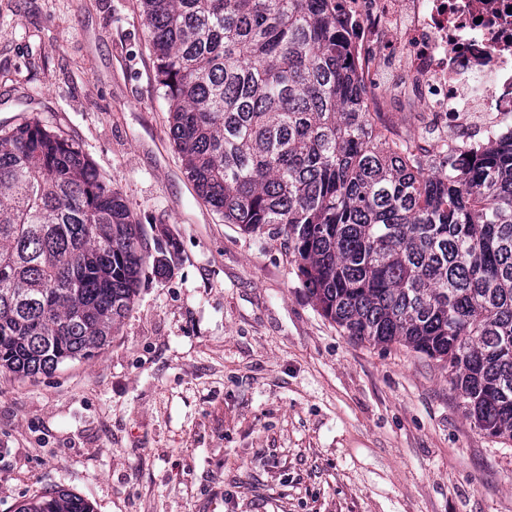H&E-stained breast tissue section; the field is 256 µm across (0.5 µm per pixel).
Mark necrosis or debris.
I'll return each instance as SVG.
<instances>
[{"instance_id":"necrosis-or-debris-1","label":"necrosis or debris","mask_w":512,"mask_h":512,"mask_svg":"<svg viewBox=\"0 0 512 512\" xmlns=\"http://www.w3.org/2000/svg\"><path fill=\"white\" fill-rule=\"evenodd\" d=\"M336 9L354 22L349 59L361 85L402 57L399 92L381 88L370 104L397 142L438 154V142L410 135V119L453 138L470 132L475 149L512 131V0H338Z\"/></svg>"}]
</instances>
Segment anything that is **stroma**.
Instances as JSON below:
<instances>
[{
	"label": "stroma",
	"mask_w": 512,
	"mask_h": 512,
	"mask_svg": "<svg viewBox=\"0 0 512 512\" xmlns=\"http://www.w3.org/2000/svg\"><path fill=\"white\" fill-rule=\"evenodd\" d=\"M32 115L178 250L97 356L0 375V512L57 487L95 512H512V445L442 363L348 336L283 236L197 195L139 0H0V124Z\"/></svg>",
	"instance_id": "obj_1"
}]
</instances>
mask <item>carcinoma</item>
<instances>
[{
  "mask_svg": "<svg viewBox=\"0 0 512 512\" xmlns=\"http://www.w3.org/2000/svg\"><path fill=\"white\" fill-rule=\"evenodd\" d=\"M334 0H139L170 131L198 196L288 240L316 310L448 368L467 418L512 442V134L456 163L391 145ZM119 191L36 118L0 126V373L89 360L147 263ZM16 512H94L65 489Z\"/></svg>",
  "mask_w": 512,
  "mask_h": 512,
  "instance_id": "1",
  "label": "carcinoma"
}]
</instances>
